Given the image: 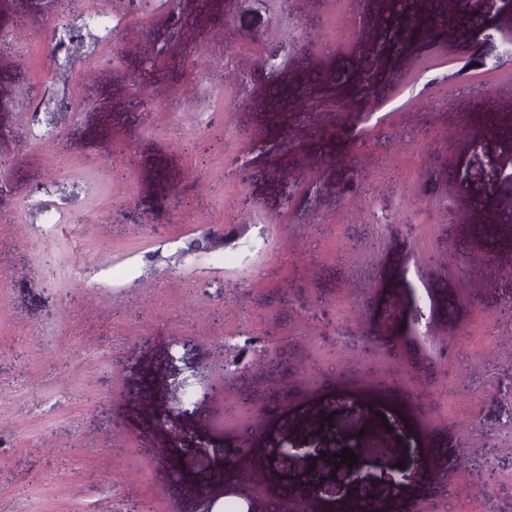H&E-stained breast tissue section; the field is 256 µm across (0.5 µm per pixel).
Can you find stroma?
Here are the masks:
<instances>
[{"mask_svg": "<svg viewBox=\"0 0 512 512\" xmlns=\"http://www.w3.org/2000/svg\"><path fill=\"white\" fill-rule=\"evenodd\" d=\"M92 4L111 24L64 67L59 4L0 0V512H272L288 486L341 512L357 486L295 474L331 482L371 428L388 512H512V66L469 65L512 11L409 0L383 58L385 0ZM59 72L96 100L32 130L20 102ZM208 231L223 248L188 253ZM401 461L447 474L387 493Z\"/></svg>", "mask_w": 512, "mask_h": 512, "instance_id": "obj_1", "label": "stroma"}]
</instances>
